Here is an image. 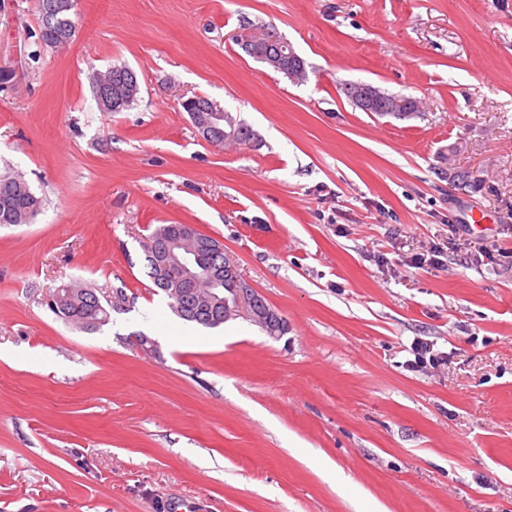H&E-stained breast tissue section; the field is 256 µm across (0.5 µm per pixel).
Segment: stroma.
<instances>
[{"label": "stroma", "mask_w": 512, "mask_h": 512, "mask_svg": "<svg viewBox=\"0 0 512 512\" xmlns=\"http://www.w3.org/2000/svg\"><path fill=\"white\" fill-rule=\"evenodd\" d=\"M36 2L0 0V175L45 200L0 226V512H512V0H75L59 48ZM251 24L306 81L241 49ZM117 65L140 91L103 112ZM195 96L253 143L200 137ZM159 224L220 241L287 333L175 316ZM70 283L133 302L87 332L48 306ZM415 341L447 364L410 369ZM54 2L56 5L67 6L74 5V0H38V24H39V37L42 43L46 47L52 48L51 44L57 42L60 36L68 38V41L73 38L76 30V25H74L73 21L70 18V14L65 17H57V25L54 26L53 30H48L43 23V10L45 9V5ZM68 32V34H66ZM67 41V42H68ZM347 94L355 106L364 112H385L398 120H406L419 116L420 112H406L411 104L420 107L415 98L392 97L380 87L366 82H350L346 84Z\"/></svg>", "instance_id": "1"}]
</instances>
